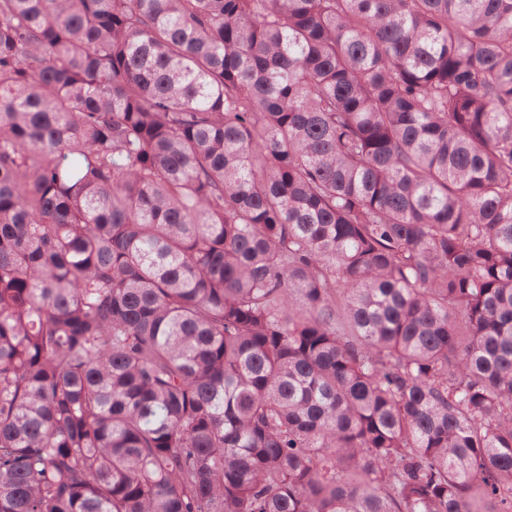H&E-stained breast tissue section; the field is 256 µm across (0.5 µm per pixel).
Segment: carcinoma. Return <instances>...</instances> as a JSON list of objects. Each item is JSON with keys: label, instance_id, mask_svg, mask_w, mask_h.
I'll use <instances>...</instances> for the list:
<instances>
[{"label": "carcinoma", "instance_id": "obj_1", "mask_svg": "<svg viewBox=\"0 0 512 512\" xmlns=\"http://www.w3.org/2000/svg\"><path fill=\"white\" fill-rule=\"evenodd\" d=\"M0 512H512V0H0Z\"/></svg>", "mask_w": 512, "mask_h": 512}]
</instances>
